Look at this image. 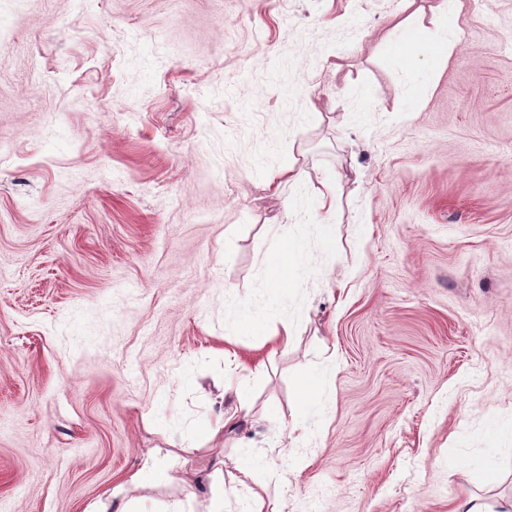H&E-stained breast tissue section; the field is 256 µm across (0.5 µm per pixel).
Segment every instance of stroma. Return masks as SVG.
Returning <instances> with one entry per match:
<instances>
[{
	"label": "stroma",
	"instance_id": "35a3bbf8",
	"mask_svg": "<svg viewBox=\"0 0 512 512\" xmlns=\"http://www.w3.org/2000/svg\"><path fill=\"white\" fill-rule=\"evenodd\" d=\"M407 18L419 65L459 37L423 83L387 52ZM0 35V512L512 504V0H0ZM228 379L252 423L206 439ZM301 252V246L298 242L287 241L284 248L278 252L267 256L264 264L268 270L270 286L272 288V301L277 304L280 300V288H284V275L288 271L295 276H299L301 266L298 257ZM241 322L244 329L250 335L256 336H276L277 343L287 347L292 339V332L287 323L282 322L280 328L275 329L273 333L268 334V323L263 318L254 316L249 310L244 309L241 312Z\"/></svg>",
	"mask_w": 512,
	"mask_h": 512
}]
</instances>
